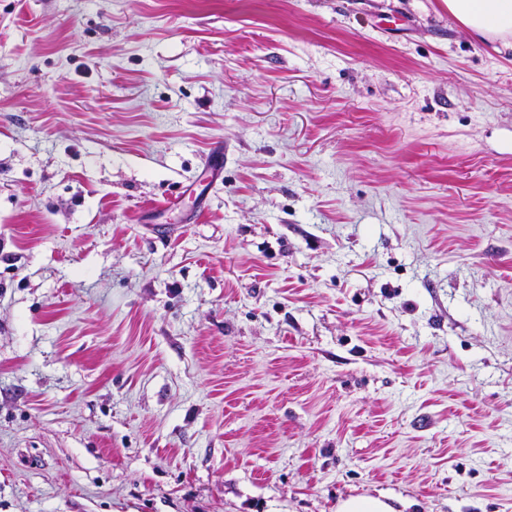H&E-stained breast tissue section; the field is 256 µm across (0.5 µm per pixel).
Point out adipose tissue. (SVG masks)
<instances>
[{
  "instance_id": "obj_1",
  "label": "adipose tissue",
  "mask_w": 512,
  "mask_h": 512,
  "mask_svg": "<svg viewBox=\"0 0 512 512\" xmlns=\"http://www.w3.org/2000/svg\"><path fill=\"white\" fill-rule=\"evenodd\" d=\"M448 13L484 42H512V0H446Z\"/></svg>"
}]
</instances>
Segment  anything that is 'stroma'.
<instances>
[{"label": "stroma", "instance_id": "stroma-1", "mask_svg": "<svg viewBox=\"0 0 512 512\" xmlns=\"http://www.w3.org/2000/svg\"><path fill=\"white\" fill-rule=\"evenodd\" d=\"M381 494L512 512V47L444 0H0V512Z\"/></svg>", "mask_w": 512, "mask_h": 512}]
</instances>
